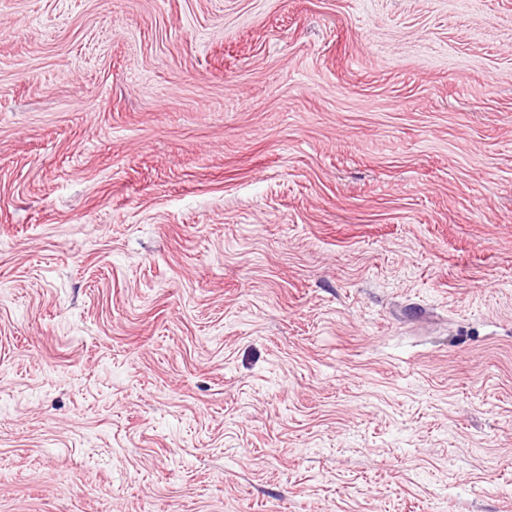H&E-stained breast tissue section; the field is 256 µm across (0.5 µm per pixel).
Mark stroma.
Segmentation results:
<instances>
[{
	"mask_svg": "<svg viewBox=\"0 0 512 512\" xmlns=\"http://www.w3.org/2000/svg\"><path fill=\"white\" fill-rule=\"evenodd\" d=\"M0 512H512V0H0Z\"/></svg>",
	"mask_w": 512,
	"mask_h": 512,
	"instance_id": "stroma-1",
	"label": "stroma"
}]
</instances>
